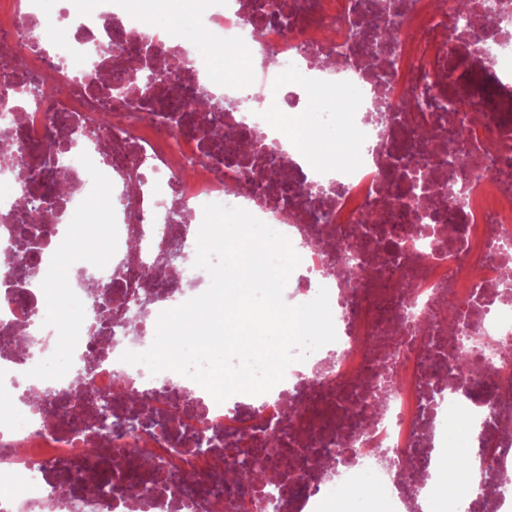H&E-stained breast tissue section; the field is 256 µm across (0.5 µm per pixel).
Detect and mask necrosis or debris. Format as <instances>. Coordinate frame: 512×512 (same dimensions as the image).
<instances>
[{"label": "necrosis or debris", "instance_id": "necrosis-or-debris-1", "mask_svg": "<svg viewBox=\"0 0 512 512\" xmlns=\"http://www.w3.org/2000/svg\"><path fill=\"white\" fill-rule=\"evenodd\" d=\"M482 2L470 0L468 23L452 29L458 0H196L198 29L257 67L247 85L210 87L223 102L212 110L187 99L210 86L203 54L143 23L126 0H7L0 97L35 86L40 101L0 114V136L79 150L65 185L13 178L0 194V512H100L103 501L107 512H211L215 502L259 512L262 489L228 479L220 460L271 434L284 453L267 469L286 512H322L335 482L362 473L396 512H427L452 417L498 448V473L512 472V295L499 292L512 266V13L488 21ZM373 55L380 66H369ZM130 59L178 65L169 106L134 81L129 105L114 107L94 76ZM274 67L289 91L273 86ZM280 103L305 106L327 142L360 131L363 150L335 171L286 156L270 114ZM419 112L450 130L453 145L425 148L410 123ZM455 147L482 157L481 168L449 165ZM21 194L48 199L53 232L29 226L20 255L10 246ZM211 203L285 225L305 250L292 296L303 304L327 288L337 336L269 392L220 404L189 377L121 359L151 347L160 313L188 301L187 286L208 283L193 262L164 274L159 259L199 231ZM174 210L182 224L165 222ZM369 213L376 223H364ZM391 228L401 244L388 245ZM90 235L110 253L98 276L122 291L101 312L69 275L56 302L82 314L63 328L45 289L56 285L62 245ZM340 259L370 269L362 287L336 274ZM133 296L143 305L127 338ZM105 394L120 417L150 402L175 434L100 438ZM134 442L151 455L137 497L116 455Z\"/></svg>", "mask_w": 512, "mask_h": 512}]
</instances>
